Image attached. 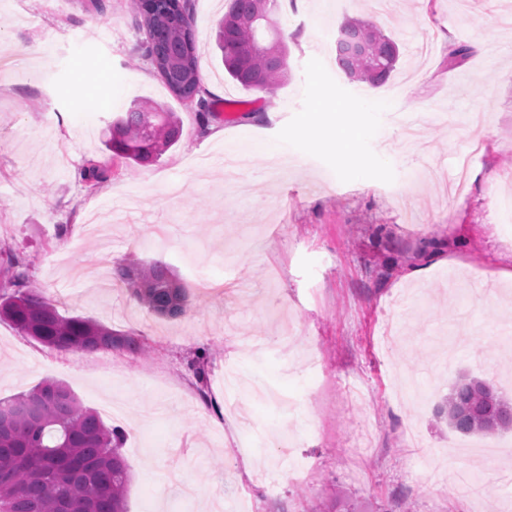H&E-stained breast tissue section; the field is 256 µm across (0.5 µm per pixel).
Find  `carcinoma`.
Segmentation results:
<instances>
[{"instance_id": "1", "label": "carcinoma", "mask_w": 512, "mask_h": 512, "mask_svg": "<svg viewBox=\"0 0 512 512\" xmlns=\"http://www.w3.org/2000/svg\"><path fill=\"white\" fill-rule=\"evenodd\" d=\"M230 0L216 31V47L227 76L250 90L271 93L288 78V52L276 36L273 14L278 0ZM175 21H145V57L153 50L175 63L163 77L179 99H194L201 118L210 113L201 76L182 79L176 65L185 55L199 63L191 0ZM395 40L374 23L358 17L339 28L336 64L358 82L384 84L395 70ZM181 135L174 112L135 103L112 121L106 148L113 156L148 165L173 148ZM0 319L51 348L76 352L140 350L137 340L95 320L63 316L55 304L29 285L27 265L16 258L0 270ZM131 295L158 317L177 319L190 304V289L168 266L129 264L118 269ZM443 415L462 434L495 435L512 429V405L485 381L467 376L452 386ZM130 474L120 453V438L99 415L84 407L63 384L43 381L13 398L0 399V512H127Z\"/></svg>"}]
</instances>
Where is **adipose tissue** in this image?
I'll return each instance as SVG.
<instances>
[{
    "instance_id": "1",
    "label": "adipose tissue",
    "mask_w": 512,
    "mask_h": 512,
    "mask_svg": "<svg viewBox=\"0 0 512 512\" xmlns=\"http://www.w3.org/2000/svg\"><path fill=\"white\" fill-rule=\"evenodd\" d=\"M314 105V111L305 115L307 130L320 132L323 141L344 156L358 158V146L365 132L361 115L326 94H315Z\"/></svg>"
}]
</instances>
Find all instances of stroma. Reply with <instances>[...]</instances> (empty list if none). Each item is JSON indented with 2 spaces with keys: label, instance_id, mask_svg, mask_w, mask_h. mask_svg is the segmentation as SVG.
I'll use <instances>...</instances> for the list:
<instances>
[{
  "label": "stroma",
  "instance_id": "1",
  "mask_svg": "<svg viewBox=\"0 0 512 512\" xmlns=\"http://www.w3.org/2000/svg\"><path fill=\"white\" fill-rule=\"evenodd\" d=\"M130 0H11L0 8V263L27 264L62 315L130 334L141 352L46 347L0 320V398L67 385L122 437L128 512H512V455L440 409L461 375L512 401V0H281L290 80L274 95L230 80L212 35L227 0H193L207 122L140 45ZM367 19L397 42L360 155L371 179L306 135L313 91L347 100L333 50ZM470 56L448 64V47ZM112 105L79 109L77 71ZM135 98L177 112V146L148 166L113 160L103 131ZM484 142L462 196L446 191ZM411 113L418 145L401 136ZM254 142L282 145L278 181ZM96 177H86L88 167ZM166 263L187 285L167 320L131 297L124 259ZM317 367H309V356ZM265 444L241 455L224 367ZM308 464L288 479L279 449Z\"/></svg>",
  "mask_w": 512,
  "mask_h": 512
}]
</instances>
